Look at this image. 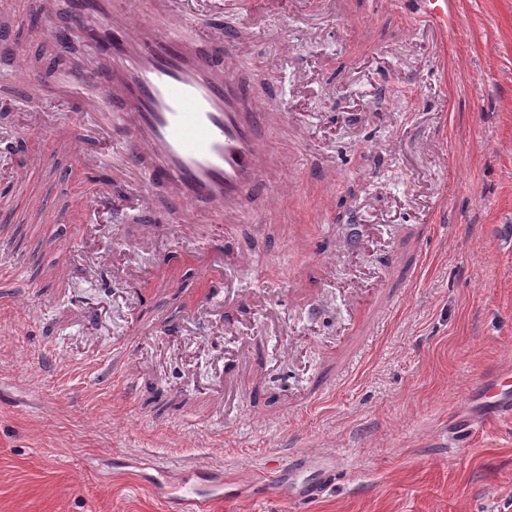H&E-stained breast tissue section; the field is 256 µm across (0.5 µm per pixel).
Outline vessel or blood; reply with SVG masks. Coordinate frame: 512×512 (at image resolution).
<instances>
[{
    "instance_id": "obj_1",
    "label": "vessel or blood",
    "mask_w": 512,
    "mask_h": 512,
    "mask_svg": "<svg viewBox=\"0 0 512 512\" xmlns=\"http://www.w3.org/2000/svg\"><path fill=\"white\" fill-rule=\"evenodd\" d=\"M421 3L415 28L445 44L456 25V0ZM31 9L50 36L58 16L71 13L77 36L100 46L91 66L73 69L60 85H37L27 45L15 44L0 63L9 85L79 100L80 113L53 123L45 136L88 171L106 173L95 195L77 196L58 222L89 221L129 171L141 173L143 190L117 205L118 224L151 216V190L158 185L176 205L170 222L187 230L204 215L237 223L243 198L261 183L287 190V166L265 132L287 125L288 108L250 98L234 64V41L224 33L225 10L252 13L253 0H31ZM98 131L108 135L106 150L92 147ZM24 262L0 252L1 303L27 302L31 283L18 271ZM484 404L481 424L512 421V396L497 384L487 385ZM119 464L152 489L161 512H212L228 497L223 476L207 467L172 469L151 457ZM333 473L296 453L266 469L264 487L308 504Z\"/></svg>"
}]
</instances>
